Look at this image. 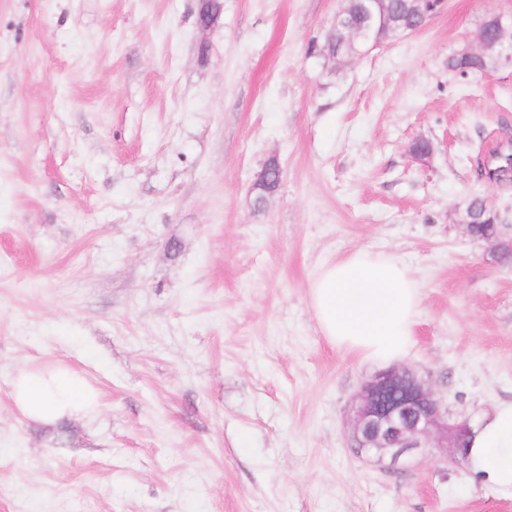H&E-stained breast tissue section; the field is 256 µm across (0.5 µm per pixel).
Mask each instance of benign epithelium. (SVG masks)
<instances>
[{
  "label": "benign epithelium",
  "mask_w": 512,
  "mask_h": 512,
  "mask_svg": "<svg viewBox=\"0 0 512 512\" xmlns=\"http://www.w3.org/2000/svg\"><path fill=\"white\" fill-rule=\"evenodd\" d=\"M374 14L373 0H361L360 25L337 13L331 32L341 41L366 40ZM490 56L497 68L512 69V14L492 12L482 21L476 45L455 54L460 60ZM353 452L389 468L422 454L444 448L461 457L470 431L466 419L448 422L435 391L412 369L392 367L367 379L354 397L347 415Z\"/></svg>",
  "instance_id": "benign-epithelium-1"
}]
</instances>
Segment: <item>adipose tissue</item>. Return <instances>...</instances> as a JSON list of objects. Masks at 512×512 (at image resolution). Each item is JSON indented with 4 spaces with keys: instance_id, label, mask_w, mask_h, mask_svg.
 I'll use <instances>...</instances> for the list:
<instances>
[{
    "instance_id": "adipose-tissue-1",
    "label": "adipose tissue",
    "mask_w": 512,
    "mask_h": 512,
    "mask_svg": "<svg viewBox=\"0 0 512 512\" xmlns=\"http://www.w3.org/2000/svg\"><path fill=\"white\" fill-rule=\"evenodd\" d=\"M422 302L420 285L401 261L366 250L325 264L309 286L310 307L327 341L379 369L407 354ZM10 386L17 410L37 423L52 424L99 404L98 391L60 364L19 370ZM467 443L469 468L512 490V402L484 417Z\"/></svg>"
}]
</instances>
